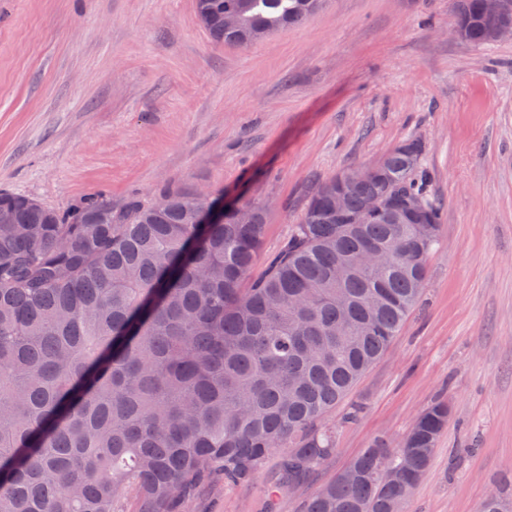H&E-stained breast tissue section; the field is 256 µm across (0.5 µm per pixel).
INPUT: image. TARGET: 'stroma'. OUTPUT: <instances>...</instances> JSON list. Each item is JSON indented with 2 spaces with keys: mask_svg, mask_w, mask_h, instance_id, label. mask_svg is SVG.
I'll use <instances>...</instances> for the list:
<instances>
[{
  "mask_svg": "<svg viewBox=\"0 0 512 512\" xmlns=\"http://www.w3.org/2000/svg\"><path fill=\"white\" fill-rule=\"evenodd\" d=\"M452 0H326L258 43L210 40L195 0H0V190L65 212L163 187L266 203L264 254L316 184L416 139L443 232L420 308L352 401L337 451L275 493V462L215 481L188 512H302L380 434L433 398L448 427L405 512L512 494V39L456 37Z\"/></svg>",
  "mask_w": 512,
  "mask_h": 512,
  "instance_id": "1",
  "label": "stroma"
}]
</instances>
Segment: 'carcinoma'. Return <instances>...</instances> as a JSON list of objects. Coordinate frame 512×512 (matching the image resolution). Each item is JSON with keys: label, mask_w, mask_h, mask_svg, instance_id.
<instances>
[{"label": "carcinoma", "mask_w": 512, "mask_h": 512, "mask_svg": "<svg viewBox=\"0 0 512 512\" xmlns=\"http://www.w3.org/2000/svg\"><path fill=\"white\" fill-rule=\"evenodd\" d=\"M324 0H196L220 44L295 26ZM495 19L457 0L460 38ZM375 174L320 182L264 273L266 205L202 223L206 200L166 188L120 209L62 215L0 192V512H183L217 478L252 481L281 451L276 491L336 453L327 413L384 355L422 296L441 232L424 149L392 147ZM345 195L341 214L336 192ZM379 209L356 219L367 201ZM434 400L398 441L378 436L304 512H397L448 424ZM402 472L393 481L382 466ZM478 512H512L505 494Z\"/></svg>", "instance_id": "1"}]
</instances>
